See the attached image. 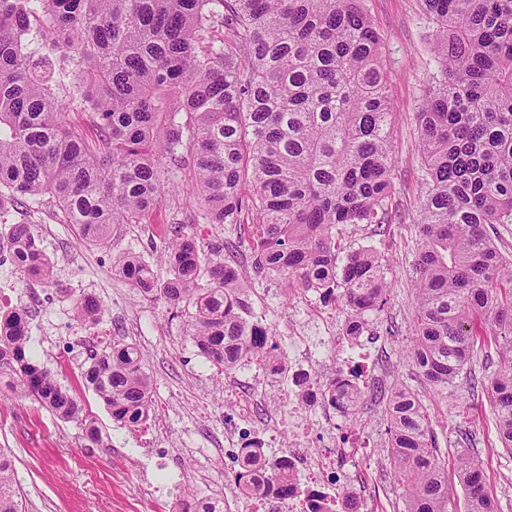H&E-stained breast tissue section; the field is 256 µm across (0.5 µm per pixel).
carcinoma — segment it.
<instances>
[{
  "label": "carcinoma",
  "instance_id": "cac0c4a2",
  "mask_svg": "<svg viewBox=\"0 0 512 512\" xmlns=\"http://www.w3.org/2000/svg\"><path fill=\"white\" fill-rule=\"evenodd\" d=\"M435 27L433 84L418 108L426 195L414 268L412 367L448 393L481 361L499 447L512 454V257L495 240L512 224V0H420ZM384 37L360 0H0V198L53 204L89 245L115 224H153L178 174L208 224L248 236L252 267L347 310L356 340L384 307V269L370 249L340 254L344 224L388 223L394 155ZM74 112L80 122L67 119ZM164 266L136 255L119 272L162 299L218 376L253 362L276 370L274 332L244 317L246 282L219 248L169 227ZM6 246L22 275L54 265L32 224ZM73 320L101 305L71 299ZM27 312L0 309V393L29 399L102 442L71 387L27 355ZM495 347L498 364L483 350ZM83 384L130 428L152 413V380L134 344L89 350ZM331 401L350 396L335 377ZM387 457L405 512H498L479 461L448 480L419 396L386 398ZM282 465L242 449L234 482L251 497ZM0 512H22L14 456L0 450Z\"/></svg>",
  "mask_w": 512,
  "mask_h": 512
}]
</instances>
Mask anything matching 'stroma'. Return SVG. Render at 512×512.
Returning <instances> with one entry per match:
<instances>
[{
    "label": "stroma",
    "instance_id": "1",
    "mask_svg": "<svg viewBox=\"0 0 512 512\" xmlns=\"http://www.w3.org/2000/svg\"><path fill=\"white\" fill-rule=\"evenodd\" d=\"M362 5L384 36L395 151L391 221L380 227L348 224L337 238L347 251L373 248L391 290L385 308L368 314L367 329L358 340L365 355L362 380L367 395L349 426L336 428L337 437L349 432L368 441L369 447L355 462L340 456L339 470L355 473L360 512H404L403 490L382 451L388 425L385 406L370 399L368 392L407 387L421 399L448 468H455L459 456L477 458L499 512H512V457L494 446L495 424L486 396L474 384L482 376L481 367L459 378L453 397L447 399L425 384L405 357L412 336L415 220L426 191L416 112L433 82L432 29L419 0H362ZM157 220L149 228L115 225L108 243L95 246L80 243L73 226L62 221L55 208L10 205L0 212V231L34 224L54 264L50 284L20 278L12 264L0 265V283H8L12 304L29 315L35 359L76 389L103 435L102 445H92L77 423L62 421L31 401L0 399V448L15 456V479L26 512H169L171 503L190 495L224 496L230 512H251L249 499L229 488L236 457L225 451L226 433L244 432L273 419L280 401L278 387L258 393L250 420H239L224 382L214 378L209 363L184 336L181 319L166 302L137 294L115 262L128 254L154 262L165 246L161 225H188L203 243L236 244V251L225 253L224 259L249 282L250 317L267 319L279 334L283 319L293 317L316 344L322 334L300 310L303 295L298 290L282 279L254 275L248 241L237 227L205 223L182 194L164 203ZM72 294L93 296L103 305L98 326L76 325L68 300ZM104 339L141 349L153 380L155 415L149 429L133 430L115 422L83 385L86 349Z\"/></svg>",
    "mask_w": 512,
    "mask_h": 512
}]
</instances>
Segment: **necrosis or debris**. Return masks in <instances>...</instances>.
Wrapping results in <instances>:
<instances>
[{
  "label": "necrosis or debris",
  "instance_id": "obj_1",
  "mask_svg": "<svg viewBox=\"0 0 512 512\" xmlns=\"http://www.w3.org/2000/svg\"><path fill=\"white\" fill-rule=\"evenodd\" d=\"M313 315L328 336L327 344L316 348L304 337L288 339V355L284 371L288 373V407L279 411L276 428L251 438L255 448H268L287 437L288 444L280 454L289 479L300 487L299 496L289 501L288 512H345L347 495L353 494L352 482L334 484L330 473L335 470V458L326 451H310L314 430L333 437L334 419L339 407L327 398L325 386L318 376L324 364L340 360L346 362L350 372H357L358 364L348 348L336 342V318L333 309L319 308Z\"/></svg>",
  "mask_w": 512,
  "mask_h": 512
}]
</instances>
